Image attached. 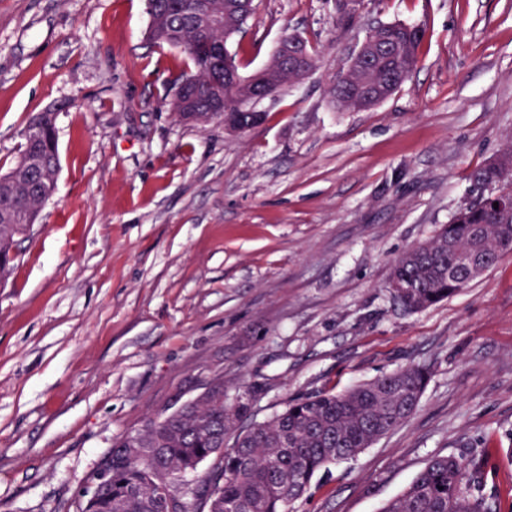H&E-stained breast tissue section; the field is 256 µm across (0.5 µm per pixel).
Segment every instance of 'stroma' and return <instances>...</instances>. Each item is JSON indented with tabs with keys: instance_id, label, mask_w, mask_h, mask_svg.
Returning a JSON list of instances; mask_svg holds the SVG:
<instances>
[{
	"instance_id": "35a3bbf8",
	"label": "stroma",
	"mask_w": 512,
	"mask_h": 512,
	"mask_svg": "<svg viewBox=\"0 0 512 512\" xmlns=\"http://www.w3.org/2000/svg\"><path fill=\"white\" fill-rule=\"evenodd\" d=\"M227 43L242 76L284 30L318 51L243 133L172 111L185 53L146 39V0H0V172L57 112L60 170L0 286V512H74L113 441L224 377L263 421L307 392L412 365L419 407L317 474L293 512H378L426 461L512 438V253L418 312L395 261L430 241L468 173L512 139V0H254ZM420 24L387 100L334 110L369 29Z\"/></svg>"
}]
</instances>
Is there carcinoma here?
<instances>
[{"instance_id": "obj_1", "label": "carcinoma", "mask_w": 512, "mask_h": 512, "mask_svg": "<svg viewBox=\"0 0 512 512\" xmlns=\"http://www.w3.org/2000/svg\"><path fill=\"white\" fill-rule=\"evenodd\" d=\"M148 39L181 48L192 70L172 80V109L181 120L196 112V123L222 121L210 110L209 63L197 51L201 41L222 46L251 18L239 0H147ZM375 37L395 44L391 60L365 61L336 74L331 102L347 110L348 89L362 82L388 83L396 91L418 62L425 31L401 23L378 26ZM249 86H224V110L248 99ZM55 108L36 114L24 132V146L12 169L0 176V283L9 280L29 223L55 190L59 158ZM32 153L43 160L36 174H20ZM461 204L448 224L428 243L410 247L391 273V296L401 309L416 313L466 287L477 274L465 266L473 251L493 262L512 251V213L494 208L512 198V142L489 162L474 168ZM430 377L424 365L409 366L335 393L321 390L288 401L263 422L253 421L246 394L230 397L219 390L202 392L183 410L156 428L117 438L106 461L111 475L95 494L85 491L76 512H164L165 494L181 493L173 512H290L313 478L351 459L406 423L418 408ZM137 446L149 458L137 462L128 449ZM499 448L489 440L469 457L436 456L426 462L408 487L379 512H501L482 493L486 470ZM211 462L205 479L191 486L185 477Z\"/></svg>"}]
</instances>
